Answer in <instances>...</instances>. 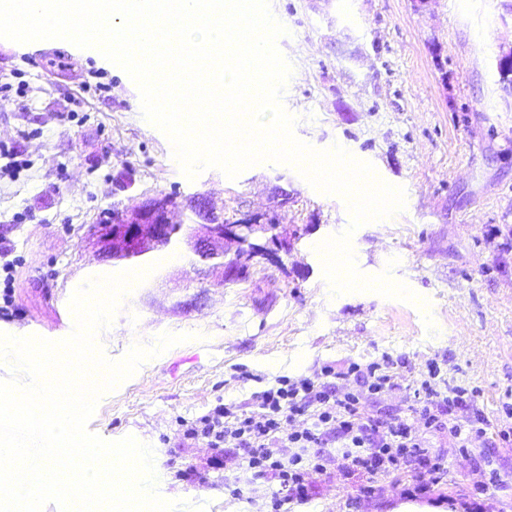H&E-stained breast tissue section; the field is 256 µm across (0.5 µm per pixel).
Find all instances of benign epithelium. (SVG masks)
Segmentation results:
<instances>
[{
  "label": "benign epithelium",
  "instance_id": "1",
  "mask_svg": "<svg viewBox=\"0 0 512 512\" xmlns=\"http://www.w3.org/2000/svg\"><path fill=\"white\" fill-rule=\"evenodd\" d=\"M193 204L199 206L200 222L185 239L189 249L213 253L228 240L240 241L242 225L224 220V213L214 211L202 198ZM181 205L178 198L170 195L148 198L134 210H113L110 220L91 226L90 234L104 254L113 256L147 250L161 245L172 235L170 214ZM244 223L251 225L257 240L265 235L269 225L277 223V219L274 213L263 212L247 218Z\"/></svg>",
  "mask_w": 512,
  "mask_h": 512
}]
</instances>
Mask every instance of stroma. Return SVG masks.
<instances>
[{"label": "stroma", "instance_id": "obj_1", "mask_svg": "<svg viewBox=\"0 0 512 512\" xmlns=\"http://www.w3.org/2000/svg\"><path fill=\"white\" fill-rule=\"evenodd\" d=\"M285 26L280 53L292 74L282 103L295 136L318 150L338 146L405 191L395 216L350 229L345 200L315 190L289 165L265 162L236 178L210 168L188 178L167 136L142 115L139 90L121 67L71 43L0 38V252L14 262L19 312L0 332L63 337L70 299L88 279L127 270L148 276L124 296L98 341L110 360L165 332L192 334L145 361L105 393L88 422L107 441L151 446L159 494L205 512H262L264 489L240 495L212 472V449L183 435L229 401L279 376L389 358L390 394L366 412L406 418L407 390L439 364L449 384L478 388L476 407L496 419L512 402V91L498 60L512 48V0H270ZM288 190L280 206L276 188ZM177 193L171 219L195 224L189 202L206 198L225 217L276 212L290 251L252 264L247 281L214 286L207 264L185 247L145 259L103 258L88 237L113 207ZM352 230L359 272L388 274L416 302L373 291L334 293L317 247ZM497 483L479 493L474 451ZM430 452L448 459L439 494L459 503L483 496L488 512H512V446L480 439L473 452L447 432ZM316 512H346L345 490L364 480L332 469L314 476Z\"/></svg>", "mask_w": 512, "mask_h": 512}]
</instances>
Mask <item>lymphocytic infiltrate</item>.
I'll use <instances>...</instances> for the list:
<instances>
[{
	"label": "lymphocytic infiltrate",
	"instance_id": "1",
	"mask_svg": "<svg viewBox=\"0 0 512 512\" xmlns=\"http://www.w3.org/2000/svg\"><path fill=\"white\" fill-rule=\"evenodd\" d=\"M334 377L341 386H331ZM395 379L385 358L352 362L341 372L326 366L317 379L279 376L255 393L253 410L219 404L187 425L184 434L216 449L209 466L223 472L225 486L234 492L265 484L269 512H293L294 506L311 502L316 496L311 476L327 474L333 466L369 478L388 476L390 492L404 499L430 496L447 475L448 460L429 454L426 434L444 427L446 414L457 418L448 430L461 447L490 430L502 442H512V402L502 405L501 422L491 424L474 408L477 388L449 385L434 361L412 383L410 418L366 414L364 399L390 393ZM417 464L423 472L415 476L411 469ZM402 470L410 471V479H396Z\"/></svg>",
	"mask_w": 512,
	"mask_h": 512
}]
</instances>
